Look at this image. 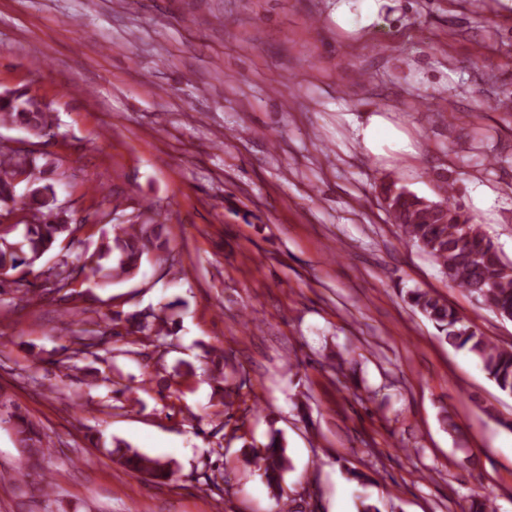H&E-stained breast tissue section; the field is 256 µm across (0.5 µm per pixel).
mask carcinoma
<instances>
[{
    "label": "carcinoma",
    "mask_w": 512,
    "mask_h": 512,
    "mask_svg": "<svg viewBox=\"0 0 512 512\" xmlns=\"http://www.w3.org/2000/svg\"><path fill=\"white\" fill-rule=\"evenodd\" d=\"M0 125H14L40 136L51 134L52 113L39 100L14 94H0ZM32 152L0 146V211L21 205L30 220L23 224L19 239L0 242V295L12 294L20 302H77L85 297L70 284L88 271L103 282L132 279L145 259L169 252L160 215L150 206L129 224H113L112 231L99 230L98 238L88 236L82 264L59 255L53 266L39 272L34 280L27 275L48 253L84 227L57 204L54 186L44 182L49 162L38 163ZM30 171L27 194L17 195L16 177ZM382 200L391 223L402 236L418 244L441 267L454 287L488 305L500 318L512 321V261L506 259L481 229L474 217L452 202L451 190L432 201L407 189L397 178L382 186ZM407 302L431 321L440 335L457 349H466L481 363L497 388L512 395V346L504 347L466 325L456 310L434 294L415 289L407 293ZM127 334L153 336L165 340L171 336L168 321L161 315L132 314L125 319ZM15 434L32 458H43L49 442L27 415L15 410L9 415ZM278 434H273L265 450L244 453V461L263 471L271 487H280L282 473L290 469ZM109 454L129 471L161 481L173 480L175 463L151 457L120 439L112 440Z\"/></svg>",
    "instance_id": "obj_1"
}]
</instances>
